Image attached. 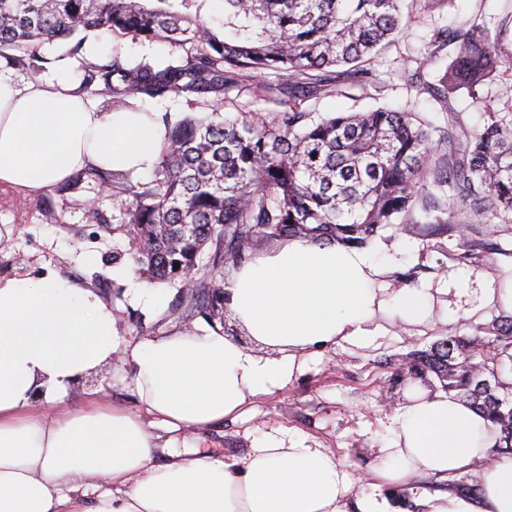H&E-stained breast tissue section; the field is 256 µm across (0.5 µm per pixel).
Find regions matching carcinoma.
Returning <instances> with one entry per match:
<instances>
[{"instance_id":"cac0c4a2","label":"carcinoma","mask_w":512,"mask_h":512,"mask_svg":"<svg viewBox=\"0 0 512 512\" xmlns=\"http://www.w3.org/2000/svg\"><path fill=\"white\" fill-rule=\"evenodd\" d=\"M0 0V51H25L65 40L80 30L191 44L176 61L131 64L118 53L93 66L86 81L112 93L113 110L136 109L140 96L215 93L236 110L165 116V134L150 180L129 172L93 174L119 190L112 235L128 239L136 270L156 283L181 288L201 272L202 291L190 310L210 323L224 296V269H238L260 241L292 238L364 248L394 224H409L418 208L435 210L433 228L450 237L456 221L495 217L512 222V118L493 114L460 145L438 149L434 129L412 112L379 106L366 112L313 111L309 101L338 94L333 69L359 84H376L366 62L406 25L404 0H222L224 32L201 19L207 0ZM508 14L494 26L479 17L455 34L434 33L440 50L460 41L436 76L446 103L462 89L494 79L505 62L502 35ZM276 105L271 117L238 108L230 94ZM445 193L438 209L430 189ZM512 318L483 330L448 335L400 360L392 386L421 380L454 392L490 418L498 436L493 456L512 455ZM478 491L477 477L435 486Z\"/></svg>"}]
</instances>
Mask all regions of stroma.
<instances>
[{"mask_svg":"<svg viewBox=\"0 0 512 512\" xmlns=\"http://www.w3.org/2000/svg\"><path fill=\"white\" fill-rule=\"evenodd\" d=\"M510 10L512 0H445L430 11L407 6L410 20L403 33L370 63L385 82V91L378 93L340 76L336 79L339 94L318 99L316 111L348 112L384 105L415 113L444 134L457 117L469 131L483 130L492 114L512 113V62H506L492 83L472 95L458 92L447 105L438 103L431 91L409 87L402 72L421 65L430 73L440 69V62L429 56L436 29L453 32L470 18L497 19ZM115 49L131 62H160L177 56L163 41L88 31L82 43L70 38L41 44L34 49V59L6 62L0 69L16 79L30 80L44 75L38 62L43 56L53 66H73L83 80L90 66ZM90 202L101 216L100 223L87 219L86 205ZM116 211L112 191L93 179L82 181L73 190H55L29 199L0 189V225L11 229L10 235L0 238V256L19 258L22 276L53 270L99 293L115 311L119 341L125 346L182 329L186 303L177 289L163 284L156 287L160 308L133 302L125 276L133 263L132 254L127 239L112 233ZM414 218L420 223L418 233L391 227L369 246L370 255L382 268L380 284L388 288H450L458 275L468 273L501 288L512 278V223L471 221L466 223L463 237L451 239L431 232L423 223L422 211H415ZM496 316V311L490 310L472 319L457 310L444 321L435 315L417 325L398 320L390 335L377 338L372 345L325 350L303 376L275 394L258 398L246 416L225 418L204 432L201 442L176 434V452L185 459L199 451L221 458L240 457L264 433L285 429L306 438L311 446L332 449L348 464L356 491H368L365 477L377 462L378 448L389 439L391 415L408 391L404 385L393 390L388 387L394 373L393 358L446 335L449 324L469 333L491 325ZM121 369L117 362L102 364L73 384L69 401L79 402L94 394L133 406L130 389L117 378Z\"/></svg>","mask_w":512,"mask_h":512,"instance_id":"stroma-1","label":"stroma"}]
</instances>
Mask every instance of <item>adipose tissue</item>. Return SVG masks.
<instances>
[{
	"instance_id": "obj_1",
	"label": "adipose tissue",
	"mask_w": 512,
	"mask_h": 512,
	"mask_svg": "<svg viewBox=\"0 0 512 512\" xmlns=\"http://www.w3.org/2000/svg\"><path fill=\"white\" fill-rule=\"evenodd\" d=\"M165 127L155 112H104L67 67L15 80L0 71V187L51 192L88 166L150 172ZM362 251L306 239L256 255L224 282L249 344L204 324L120 347L111 305L62 274L0 276V512H383L377 491L448 479L486 458L492 422L465 402L412 387L379 448L371 493L355 494L343 461L305 440L267 433L242 457L157 459L158 430L197 435L281 390L322 348L384 335L382 315L423 322L425 288L378 286ZM133 406L70 387L112 356ZM421 512H512V456L474 495L429 493Z\"/></svg>"
}]
</instances>
